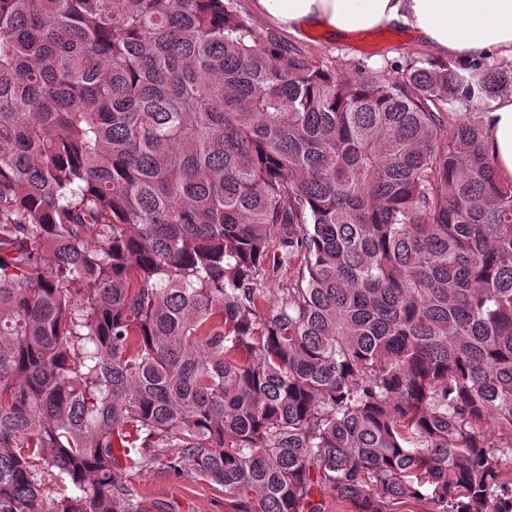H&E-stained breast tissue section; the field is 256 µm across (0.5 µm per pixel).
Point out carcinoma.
Segmentation results:
<instances>
[{
	"label": "carcinoma",
	"mask_w": 512,
	"mask_h": 512,
	"mask_svg": "<svg viewBox=\"0 0 512 512\" xmlns=\"http://www.w3.org/2000/svg\"><path fill=\"white\" fill-rule=\"evenodd\" d=\"M509 91L236 0H0V512L188 465L226 512H512V181L458 116ZM298 264L299 263L292 264L289 267L283 266L277 274L262 282L261 299L258 303L262 312L265 313L271 306L277 303L281 295L282 288H287L288 284L294 279Z\"/></svg>",
	"instance_id": "obj_1"
}]
</instances>
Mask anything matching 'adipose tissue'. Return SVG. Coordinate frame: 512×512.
I'll list each match as a JSON object with an SVG mask.
<instances>
[{
  "instance_id": "1",
  "label": "adipose tissue",
  "mask_w": 512,
  "mask_h": 512,
  "mask_svg": "<svg viewBox=\"0 0 512 512\" xmlns=\"http://www.w3.org/2000/svg\"><path fill=\"white\" fill-rule=\"evenodd\" d=\"M252 8L296 37L401 25L463 64L492 55L512 61V0H252ZM483 122L485 151L498 177L512 181V94L499 97Z\"/></svg>"
}]
</instances>
